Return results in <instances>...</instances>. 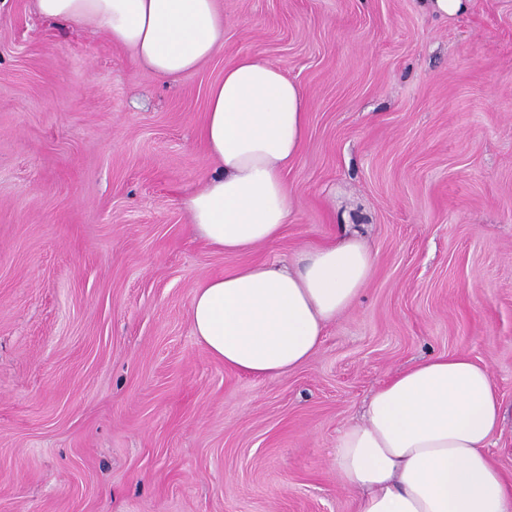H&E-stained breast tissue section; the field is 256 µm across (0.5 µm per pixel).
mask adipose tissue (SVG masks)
Instances as JSON below:
<instances>
[{"instance_id": "obj_1", "label": "adipose tissue", "mask_w": 512, "mask_h": 512, "mask_svg": "<svg viewBox=\"0 0 512 512\" xmlns=\"http://www.w3.org/2000/svg\"><path fill=\"white\" fill-rule=\"evenodd\" d=\"M41 16L103 27L134 64L187 75L224 47L217 0H36ZM310 98L278 67L243 55L208 92L202 137L213 164L185 196L195 237L224 253L277 241L292 211L284 178L305 139ZM300 268L238 266L195 289L190 321L215 360L268 378L304 364L326 326L351 308L374 257L357 236L308 246ZM501 422L488 369L463 354L404 370L338 437L334 466L359 512H512V482L487 446Z\"/></svg>"}]
</instances>
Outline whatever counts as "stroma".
I'll return each instance as SVG.
<instances>
[{
    "label": "stroma",
    "mask_w": 512,
    "mask_h": 512,
    "mask_svg": "<svg viewBox=\"0 0 512 512\" xmlns=\"http://www.w3.org/2000/svg\"><path fill=\"white\" fill-rule=\"evenodd\" d=\"M224 49L163 80L93 25L0 0V512H358L343 428L442 354L485 365L512 479V0H217ZM312 97L292 214L246 254L198 240L209 87L238 56ZM350 211L375 256L300 368L214 360L205 278L290 264ZM424 10L442 18L455 16L467 9L470 0H421Z\"/></svg>",
    "instance_id": "stroma-1"
}]
</instances>
